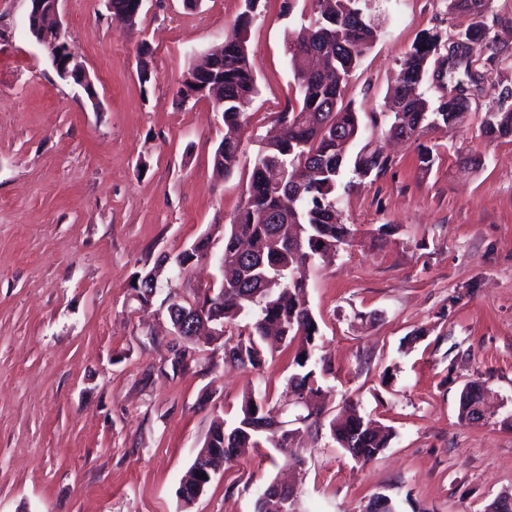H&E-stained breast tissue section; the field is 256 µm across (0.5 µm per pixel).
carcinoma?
Listing matches in <instances>:
<instances>
[{
	"instance_id": "obj_1",
	"label": "carcinoma",
	"mask_w": 512,
	"mask_h": 512,
	"mask_svg": "<svg viewBox=\"0 0 512 512\" xmlns=\"http://www.w3.org/2000/svg\"><path fill=\"white\" fill-rule=\"evenodd\" d=\"M310 25L288 36V53L293 64V82L298 105H288L277 113L275 122L288 130L267 142L259 151L249 177L245 197L224 231V273L218 291L198 310L206 320L218 314L229 325L241 315L255 312L252 329L239 333L234 357L236 364L256 369L261 366L262 341L267 329L277 327L292 349L294 372L288 385L306 391L316 413L312 422L320 423L323 406L321 381L330 371L323 360L315 358L319 326L307 300V272L321 253L348 246L354 239L352 225L343 222L336 208L338 190L351 191L371 176L379 177L392 166L380 152L361 149L347 154L342 140L355 143L361 127L351 103L344 102V91L351 73L379 36L378 27L365 13L367 0H310ZM490 0H450L452 10L465 11L476 18L488 10ZM241 20H236L224 40V58L209 60L202 56L197 66H212L224 82L222 117L228 132L217 146L213 161L224 176L234 172L241 153L238 131L248 124L243 104L257 92L250 67L247 38L241 36ZM467 43L464 50L453 52V66L448 68L450 88L461 94L481 89L484 76L473 70V63L493 50L490 31L481 21L459 34ZM441 36L425 32L400 61L397 106L385 103L391 120L389 131L407 140H417L429 132L456 127L466 108L440 105L433 109L417 93L427 75L429 58L439 50ZM512 90L504 88L495 105L485 111L482 136L488 141L512 137ZM279 168L283 183H269V167ZM308 171L307 186L301 195L289 188L299 169ZM353 177L342 182L345 169ZM246 242L239 251L240 242ZM485 387L472 381L459 397V417L471 419V405L482 399ZM267 394L251 389L243 394L240 417L231 427L220 419L213 421L203 449L207 454L231 463L246 448L264 445L293 457L298 456L293 443L283 444L272 431H260L269 424ZM332 439L354 460L368 463L388 446L392 432L374 426V420L348 402L329 422ZM200 475L191 465L181 480L178 495L184 505L194 502Z\"/></svg>"
}]
</instances>
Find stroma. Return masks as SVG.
Here are the masks:
<instances>
[{
    "label": "stroma",
    "mask_w": 512,
    "mask_h": 512,
    "mask_svg": "<svg viewBox=\"0 0 512 512\" xmlns=\"http://www.w3.org/2000/svg\"><path fill=\"white\" fill-rule=\"evenodd\" d=\"M61 17L97 91L61 80L29 34V0H0V512H255L260 488L292 479L299 512H365L377 494L397 512H485L512 493V139L480 125L512 89V0L483 22L499 56L480 63L484 92L453 130L432 133V168L384 116L399 64L423 32L448 37L472 15L448 0H369L379 36L345 90L360 145L391 169L339 193L355 239L314 265L307 299L331 368L327 416L345 401L390 426L366 464L327 426L301 429V457L250 449L221 468L191 507L177 491L214 419L234 422L243 393L287 400L280 352L260 369L201 345L191 368L160 373L167 313L140 309L137 271L204 233L210 259L171 285L219 288L224 226L239 206L275 113L294 101L289 30L308 0H259L248 31L258 88L245 105L238 167L217 176L221 113L182 103L194 59L223 45L244 0H147L116 25L107 0H61ZM482 382L485 419L458 416L460 392Z\"/></svg>",
    "instance_id": "35a3bbf8"
}]
</instances>
